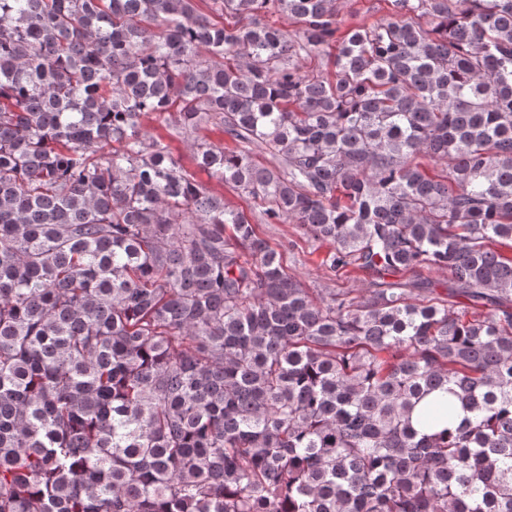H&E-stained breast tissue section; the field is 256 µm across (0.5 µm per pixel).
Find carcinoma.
<instances>
[{"instance_id":"cac0c4a2","label":"carcinoma","mask_w":512,"mask_h":512,"mask_svg":"<svg viewBox=\"0 0 512 512\" xmlns=\"http://www.w3.org/2000/svg\"><path fill=\"white\" fill-rule=\"evenodd\" d=\"M210 3L0 0V512H512V0ZM344 28L370 24L391 13L389 0H339ZM171 147L175 155L181 157L185 166L188 167L192 172H194L195 177L198 181L208 185L209 187L217 191L224 192V200L231 206L240 209L242 208L247 211L250 209V207L253 206V203L245 196L238 194L231 188L225 185L223 186L222 184L218 183L216 179L210 177V175L207 172L195 168L191 163L190 151L188 148L187 140H175L174 142H172ZM257 233L281 251L290 271L298 273L311 288H358L355 273L341 280H329L327 269L321 264L325 249L314 251L315 243L308 240L297 224H257Z\"/></svg>"}]
</instances>
